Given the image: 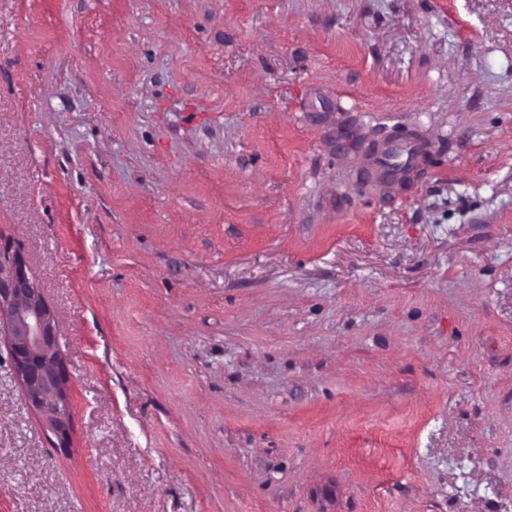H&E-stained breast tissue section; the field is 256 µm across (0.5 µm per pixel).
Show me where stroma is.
Returning a JSON list of instances; mask_svg holds the SVG:
<instances>
[{"label": "stroma", "mask_w": 512, "mask_h": 512, "mask_svg": "<svg viewBox=\"0 0 512 512\" xmlns=\"http://www.w3.org/2000/svg\"><path fill=\"white\" fill-rule=\"evenodd\" d=\"M0 238V512H512V0H0ZM422 156L423 147L420 143L394 142L376 158L375 168L386 178H399L410 171L416 163L419 165ZM6 331L12 374L46 431L66 446L70 437V399L66 368L58 344L57 320L23 253L0 241V323Z\"/></svg>", "instance_id": "obj_1"}]
</instances>
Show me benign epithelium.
Masks as SVG:
<instances>
[{"label": "benign epithelium", "mask_w": 512, "mask_h": 512, "mask_svg": "<svg viewBox=\"0 0 512 512\" xmlns=\"http://www.w3.org/2000/svg\"><path fill=\"white\" fill-rule=\"evenodd\" d=\"M6 331L12 374L44 429L65 446L70 437L66 368L58 344L57 320L23 253L0 241V320Z\"/></svg>", "instance_id": "1"}]
</instances>
